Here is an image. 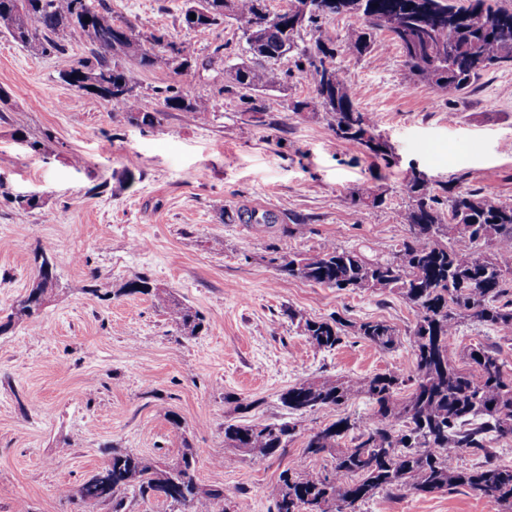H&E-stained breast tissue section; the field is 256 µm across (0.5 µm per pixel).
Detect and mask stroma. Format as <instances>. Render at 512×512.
<instances>
[{
	"instance_id": "1",
	"label": "stroma",
	"mask_w": 512,
	"mask_h": 512,
	"mask_svg": "<svg viewBox=\"0 0 512 512\" xmlns=\"http://www.w3.org/2000/svg\"><path fill=\"white\" fill-rule=\"evenodd\" d=\"M118 23L166 35L194 67L173 74L156 62L136 68L143 109L175 84L209 99L201 122L171 113L163 126L128 123L121 109L62 82L54 57L0 34V317L24 295L36 256L55 260L58 286L37 322L0 333V512H112L108 503L67 499L97 473L117 445L176 466L193 448L196 479L223 488L228 506L270 512L267 495L296 459L312 474L331 472L333 454L304 456L307 436L342 417L365 423L370 404L356 397L337 408L287 416L281 393L303 380L352 381L393 372L408 378L407 337L415 312L400 294L326 288L281 274L273 259L309 253L327 241L386 254L401 237L412 172L457 190L512 204V67L486 73L452 101L413 82L399 46L381 33L373 51L336 63L357 91L361 111L391 144L388 164L338 141L324 115L291 112L313 94L293 57L284 90L261 94L260 120L250 94L229 84L230 67L247 59L236 21L199 37L183 21L185 0H107ZM25 141H17L16 131ZM382 192L380 207L353 206L360 186ZM39 194L43 205L13 199ZM248 208L278 216L244 224ZM304 224L291 227L290 217ZM158 295H122L133 275ZM115 290L112 299L97 296ZM204 318L185 336L165 300ZM340 320L342 342L315 349L297 323ZM384 320L397 330L383 351L356 324ZM241 399L251 410H238ZM291 418L296 436L282 456L258 458L224 443V424ZM182 424L172 431V420ZM359 512H502L476 492L405 491L380 495Z\"/></svg>"
}]
</instances>
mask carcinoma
<instances>
[{"label": "carcinoma", "mask_w": 512, "mask_h": 512, "mask_svg": "<svg viewBox=\"0 0 512 512\" xmlns=\"http://www.w3.org/2000/svg\"><path fill=\"white\" fill-rule=\"evenodd\" d=\"M304 11L296 17L286 10L270 13L266 0H186L185 25L199 36L223 24L229 10L244 25L243 35L251 61L237 65L231 83L245 91L280 87L288 74L273 66L285 55L313 86V95L291 103V111L330 116L336 139L358 147L386 163L393 161L391 147L367 112L356 104V91L333 59L336 42L318 36L300 45L301 34L320 27L336 15L356 14L364 27L350 33L342 51L362 56L371 50L375 36L387 32L398 44L413 79L452 99L465 92L493 67H512V8L500 0H302ZM196 19H191L190 14ZM454 39L448 41V30ZM84 37L89 54L75 60L60 35ZM0 34L43 55L56 58L59 78L122 108L133 125L153 129L172 112L203 119L211 105L191 99L175 85L158 90L161 108L141 107L137 79L125 62L142 68L157 61L155 47L163 48L164 63L175 74L192 68L176 42L155 34L143 35L130 25L112 20L104 0H0ZM410 203L401 213L404 232L389 255H367L357 249H340L328 242L313 253L285 254L276 259L281 273L307 282L360 291L399 292L414 308L415 325L408 342L415 359V374L405 380L389 372L359 381L336 377L302 381L280 396L290 415L327 407H340L362 394L371 405L368 423L359 426L340 418L307 437L304 454L319 455L349 439L350 447L335 458L329 474L312 475L299 463L285 470L271 486L268 497L274 512H357L359 504L380 493L414 491L432 494L464 486L507 507L512 512V465L494 458L490 443L512 441V376L493 346H475L461 353L454 348L461 319L470 317L491 326L507 338L512 335V278L500 275L512 269V205H504L473 191H456L415 174L406 183ZM351 203L377 208L382 195L360 187ZM246 224H276L270 212L260 215L241 210ZM40 262L25 296L0 322V333L14 323L34 322L50 292L57 287L55 272ZM156 290L146 276L135 275L116 291L118 295H148ZM169 319L182 334L194 336L203 327L200 315L171 300ZM303 333L320 351L341 344L337 321L306 320ZM356 332L382 351L397 345L396 330L381 320L365 321ZM409 393L399 396L401 387ZM296 425L287 420L259 424H224V443L258 456L287 452ZM470 452L484 458L472 468L458 466ZM104 467L75 492L82 502H107L112 512H122L128 494L155 497L179 507L181 512H229L224 489L203 488L195 476V454L184 446L178 464L162 470L151 460L111 447Z\"/></svg>", "instance_id": "1"}]
</instances>
